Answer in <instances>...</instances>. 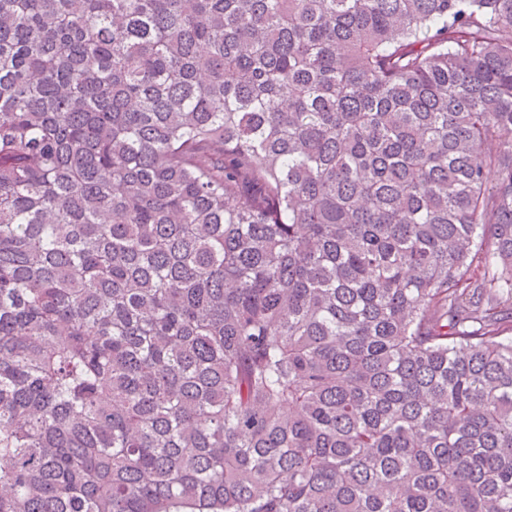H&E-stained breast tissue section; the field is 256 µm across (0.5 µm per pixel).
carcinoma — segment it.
I'll use <instances>...</instances> for the list:
<instances>
[{
  "instance_id": "1",
  "label": "carcinoma",
  "mask_w": 512,
  "mask_h": 512,
  "mask_svg": "<svg viewBox=\"0 0 512 512\" xmlns=\"http://www.w3.org/2000/svg\"><path fill=\"white\" fill-rule=\"evenodd\" d=\"M0 512H512V0H0Z\"/></svg>"
}]
</instances>
